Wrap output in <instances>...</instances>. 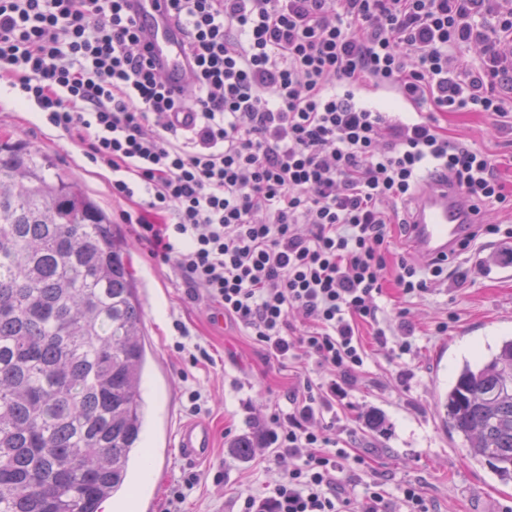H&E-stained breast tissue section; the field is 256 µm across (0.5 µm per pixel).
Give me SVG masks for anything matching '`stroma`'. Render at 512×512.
I'll return each mask as SVG.
<instances>
[{
    "label": "stroma",
    "mask_w": 512,
    "mask_h": 512,
    "mask_svg": "<svg viewBox=\"0 0 512 512\" xmlns=\"http://www.w3.org/2000/svg\"><path fill=\"white\" fill-rule=\"evenodd\" d=\"M448 133L512 160V131L496 132L488 115L449 114ZM1 134L52 154L131 243L130 270L140 285L144 323L157 361L151 378L155 424L148 436L147 469L140 472L121 512H140L145 502L151 503V512H163L170 492L191 476L196 482L186 488L182 512H236L241 489L274 483L290 462L268 443L259 444L245 460L232 457L229 445L241 434L266 432L272 412H289L297 372L311 367V359L304 349H296L297 368L289 370L269 359L242 325L228 321L216 326L212 304L190 300L179 272L156 261L148 246L137 242V225L124 218L131 205L113 197L111 173L93 164L84 146L63 136L6 84L0 86ZM510 248L512 240L493 235L482 249L456 259L457 270L475 273L462 285L451 277L414 298L385 289L379 305L391 316L407 311L414 334L391 336L383 343L364 336V371L330 411L337 440L363 458L365 474L375 475L392 493L406 483L420 486L433 512H512V483L499 481L467 458L439 407L464 360L487 353L512 335V270L498 263ZM443 321L448 324L444 331L438 328ZM181 324L188 337H180ZM179 340L184 349H176ZM405 343L409 351L400 352ZM193 391L201 395L197 414L190 411ZM374 415L383 419L382 428L370 425ZM195 419L211 423L215 447L209 459L188 463L170 446L169 431Z\"/></svg>",
    "instance_id": "35a3bbf8"
}]
</instances>
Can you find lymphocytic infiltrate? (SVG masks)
Wrapping results in <instances>:
<instances>
[{
	"label": "lymphocytic infiltrate",
	"mask_w": 512,
	"mask_h": 512,
	"mask_svg": "<svg viewBox=\"0 0 512 512\" xmlns=\"http://www.w3.org/2000/svg\"><path fill=\"white\" fill-rule=\"evenodd\" d=\"M134 2L0 0V80L111 171L139 241L191 299L269 357L302 347L329 373L270 415L294 464L240 493L238 512H430L413 484L394 497L374 477L349 487L362 460L323 418L363 370L361 326L387 336L386 284L422 294L448 275L394 259L399 206L434 176L512 206L500 160L437 119L486 112L512 130V0H168L195 62L177 88L148 58ZM378 92L411 117L367 105Z\"/></svg>",
	"instance_id": "lymphocytic-infiltrate-1"
}]
</instances>
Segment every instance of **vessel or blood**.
Here are the masks:
<instances>
[{"mask_svg":"<svg viewBox=\"0 0 512 512\" xmlns=\"http://www.w3.org/2000/svg\"><path fill=\"white\" fill-rule=\"evenodd\" d=\"M135 12L165 79L183 84L189 62L182 51L180 32L168 21L166 0H136ZM482 221L476 202L454 182L433 178L424 183L412 200L408 241L422 263L440 262L452 256ZM174 446L185 460H206L214 448L213 430L205 422L185 424Z\"/></svg>","mask_w":512,"mask_h":512,"instance_id":"1","label":"vessel or blood"}]
</instances>
